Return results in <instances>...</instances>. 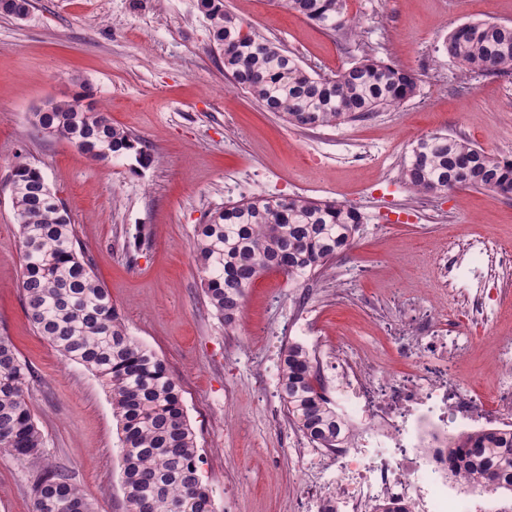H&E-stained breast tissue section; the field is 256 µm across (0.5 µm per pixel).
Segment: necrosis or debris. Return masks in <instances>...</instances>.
<instances>
[{
	"mask_svg": "<svg viewBox=\"0 0 512 512\" xmlns=\"http://www.w3.org/2000/svg\"><path fill=\"white\" fill-rule=\"evenodd\" d=\"M437 274L464 269L477 293L460 328L446 309L423 306L404 314L406 331L392 336L396 354L411 363L397 372L385 361L367 362L347 344L323 352L333 373L327 393L336 397L348 435L333 448H318L300 474L317 512H501L491 496L474 500L448 482V438L454 432L512 428V337L499 340L503 371L492 400L457 376L459 362L479 343L476 331L497 313L498 280L512 278V248L468 235L463 252L439 250Z\"/></svg>",
	"mask_w": 512,
	"mask_h": 512,
	"instance_id": "1",
	"label": "necrosis or debris"
}]
</instances>
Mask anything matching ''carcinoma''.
<instances>
[{
	"instance_id": "cac0c4a2",
	"label": "carcinoma",
	"mask_w": 512,
	"mask_h": 512,
	"mask_svg": "<svg viewBox=\"0 0 512 512\" xmlns=\"http://www.w3.org/2000/svg\"><path fill=\"white\" fill-rule=\"evenodd\" d=\"M289 10L327 30L350 25L345 0H286ZM30 0H0L15 17ZM224 70L268 112L300 129L364 119L400 105L415 90L409 73L366 58L334 76H314L281 46L244 32V21L224 0H200ZM448 57L470 71L512 72V26L491 19L464 23L444 43ZM78 95L50 101L32 113L40 132L103 150L101 161L129 155L143 163L146 150L112 126ZM10 197L22 252L26 314L38 335L109 388L120 433L122 489L129 512H216L202 481L196 435L179 381L156 352L131 336L112 296L95 277L63 202L40 168L23 156L13 165ZM403 176L417 192L460 187L512 196V159L472 143L428 134L410 150ZM362 224L353 208L303 197L242 200L199 225L193 242L204 293L224 327L237 326L242 302L261 275L281 271L299 281L315 275L348 246ZM31 374L8 336L0 335V451L39 468L33 512H94L69 474L49 462L46 441L28 401ZM281 399L288 421L310 441L336 447L344 425L321 393L310 351L289 343L281 355ZM462 451L448 475L463 473L469 487L512 491V429L460 432L448 452Z\"/></svg>"
}]
</instances>
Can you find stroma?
I'll return each mask as SVG.
<instances>
[{
    "instance_id": "1",
    "label": "stroma",
    "mask_w": 512,
    "mask_h": 512,
    "mask_svg": "<svg viewBox=\"0 0 512 512\" xmlns=\"http://www.w3.org/2000/svg\"><path fill=\"white\" fill-rule=\"evenodd\" d=\"M198 3L31 0L24 18L0 13V334L32 371L29 402L49 460L95 512H128L108 390L65 361L25 312L6 186L21 153L65 204L130 334L180 382L217 512H302L298 474L311 455L279 391L281 351L301 339L298 317L313 318L319 343L391 359L385 325L449 236L477 231L512 245V199L473 188L419 194L402 178L412 143L428 133L512 158V73L465 70L444 50L464 23L512 24V0H347L354 23L336 34L285 0H224L309 72L331 76L367 56L414 74L416 90L399 107L308 130L233 86ZM86 88L114 126L140 138L147 166L93 161L31 124L46 101ZM253 196L335 201L363 222L326 272L299 284L278 272L258 278L233 334L207 302L191 245L210 213ZM352 275L358 294L337 297V281ZM486 333L458 374L488 393L492 339L512 336V302ZM35 476L0 452V512H32Z\"/></svg>"
}]
</instances>
